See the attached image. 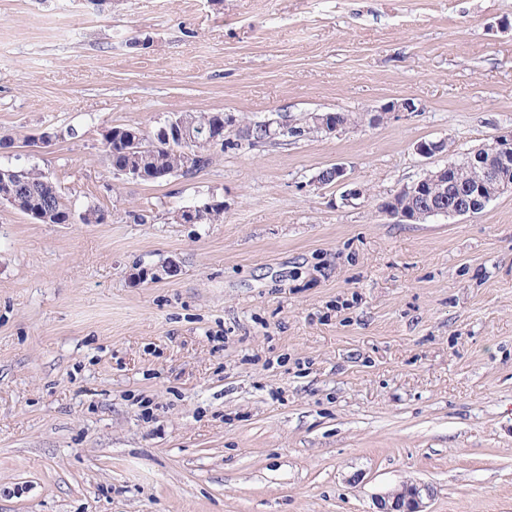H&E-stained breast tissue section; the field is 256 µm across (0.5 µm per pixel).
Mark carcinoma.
<instances>
[{
  "label": "carcinoma",
  "mask_w": 512,
  "mask_h": 512,
  "mask_svg": "<svg viewBox=\"0 0 512 512\" xmlns=\"http://www.w3.org/2000/svg\"><path fill=\"white\" fill-rule=\"evenodd\" d=\"M212 162L208 146L190 141L142 152L137 163L143 172L142 180L154 181L173 175H193L206 169ZM25 208H40L49 212L50 223L58 224L68 218L70 205L63 201L58 186L40 170L30 169L19 180L9 181Z\"/></svg>",
  "instance_id": "obj_1"
}]
</instances>
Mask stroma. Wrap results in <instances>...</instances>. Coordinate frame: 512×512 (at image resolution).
<instances>
[{"instance_id":"stroma-1","label":"stroma","mask_w":512,"mask_h":512,"mask_svg":"<svg viewBox=\"0 0 512 512\" xmlns=\"http://www.w3.org/2000/svg\"><path fill=\"white\" fill-rule=\"evenodd\" d=\"M184 112L233 120L208 168L113 175L112 127ZM509 130L512 0H0V168L108 213L0 204V512H512V194L381 209ZM344 116L346 117L348 124L351 123V120L354 121V118L350 114L344 112L343 115L342 112L338 111L310 113L308 121L314 130L330 136L347 128ZM201 207H184L180 209L176 214V219L182 224H213L217 223L224 216V210L218 207L207 206L200 211ZM200 218V221H199ZM433 495L429 485L406 483L385 493L378 501L379 510L376 512H428L424 501Z\"/></svg>"}]
</instances>
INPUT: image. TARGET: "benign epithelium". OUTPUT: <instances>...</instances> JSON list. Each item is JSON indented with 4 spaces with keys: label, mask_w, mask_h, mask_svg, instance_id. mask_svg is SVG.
<instances>
[{
    "label": "benign epithelium",
    "mask_w": 512,
    "mask_h": 512,
    "mask_svg": "<svg viewBox=\"0 0 512 512\" xmlns=\"http://www.w3.org/2000/svg\"><path fill=\"white\" fill-rule=\"evenodd\" d=\"M412 99H395L371 116L378 124L390 114L412 112ZM308 121L325 135L347 128L341 112H314ZM233 120L222 114H203L190 122H173L149 138L152 143L186 142L203 139L212 144L224 143V125ZM146 135L141 130L121 134L123 151L129 155L142 150ZM512 193V131H506L483 146L480 155L466 164L445 163L426 170L409 186L401 188L382 205L383 213L397 224H419L428 218L474 215L491 200ZM433 489L421 483H406L385 493L378 501V512H427L426 501Z\"/></svg>",
    "instance_id": "benign-epithelium-1"
}]
</instances>
